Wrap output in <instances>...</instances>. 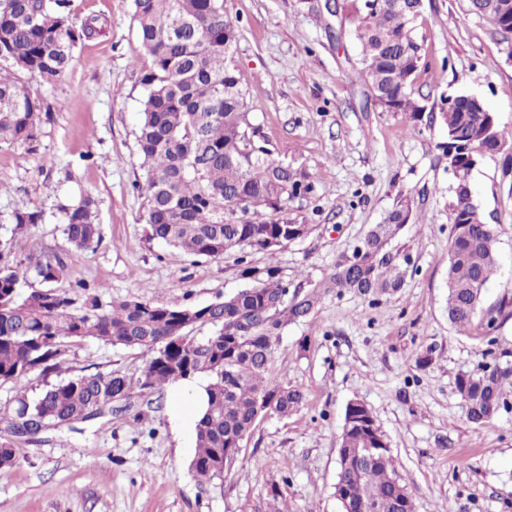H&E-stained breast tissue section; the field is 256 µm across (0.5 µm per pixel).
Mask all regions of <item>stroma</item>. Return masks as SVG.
I'll use <instances>...</instances> for the list:
<instances>
[{"mask_svg": "<svg viewBox=\"0 0 512 512\" xmlns=\"http://www.w3.org/2000/svg\"><path fill=\"white\" fill-rule=\"evenodd\" d=\"M70 10L80 20L105 19L107 33L79 45L56 81H25L48 114L37 151L0 148V260L64 253L60 288L81 280L115 301L200 307L231 296L245 284L236 253L191 256L152 238L145 222L136 136L150 59L132 0H71ZM224 11L237 26L231 64L254 141L316 186L314 198L288 203L310 233L272 253L251 251L252 266L276 267L290 290L310 292L408 195L416 217L400 240L413 271L377 304L321 289L314 314L282 329L273 373L299 387L303 401L262 419L223 479L193 476L194 451L172 427L163 388L123 410L48 428L36 441L17 438L16 463L0 473V512H271L277 500L289 512H341L337 455L353 399L386 435L416 512H512V412L474 425L455 384L459 370L483 362L488 339L512 360V316L491 335L478 318L462 333L448 323L455 177L438 148L445 130L428 116L409 128L402 114L374 104L348 21L321 0H224ZM415 34L423 65L414 89L428 107L473 95L512 130V63L490 20L473 14L469 0H423ZM470 182L497 232L501 266L484 296L495 308L512 297V141L481 154ZM83 196L96 202L101 243L93 253L70 248L59 210ZM22 207L41 210V222L16 229L10 217ZM430 348L434 361L419 367ZM146 359L87 339L71 347L66 365L73 375L135 377Z\"/></svg>", "mask_w": 512, "mask_h": 512, "instance_id": "obj_1", "label": "stroma"}]
</instances>
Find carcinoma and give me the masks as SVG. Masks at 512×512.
I'll use <instances>...</instances> for the list:
<instances>
[{
    "instance_id": "1",
    "label": "carcinoma",
    "mask_w": 512,
    "mask_h": 512,
    "mask_svg": "<svg viewBox=\"0 0 512 512\" xmlns=\"http://www.w3.org/2000/svg\"><path fill=\"white\" fill-rule=\"evenodd\" d=\"M69 3L0 0V61L46 82L60 77L74 48L106 31L97 17L73 18ZM336 8L353 11L361 64L381 111L421 121L427 103L413 89L423 65L416 18L400 14L398 0H341ZM471 11L491 20L503 43H512V24L504 25L512 0H471ZM133 18L151 60L141 77L137 133L146 177L145 222L152 237L195 256L238 253L247 284L207 317L204 306L104 302L81 282L75 292L60 289L56 284L66 275V263L55 252L30 256L37 288H24L26 272L0 262V384L17 383L35 370L60 374L68 348L86 338L148 355L135 380L120 374L73 375L46 385L34 398L18 396L0 429L1 471L16 462L15 437L91 419L116 394L129 400L202 376L208 380L207 408L196 424L191 470L202 483L221 481L256 423L268 412L288 415L303 398L300 389L274 377L270 366L281 328L309 316L318 294L279 300L288 284L278 270L252 267L247 256L276 248L274 239L290 243L307 234L309 225L290 216L288 200L313 194L314 182L307 172L273 158L248 133L244 93L231 66L237 32L224 14V0H133ZM43 110V101L0 67V147L37 150ZM438 119L450 135L447 148H455L448 164L459 168L449 204L448 323L464 330L480 314L492 332L496 314L509 301L495 311L483 308L486 285L499 264L497 238L475 201L471 168L463 159L483 151L492 139L511 140L512 133L489 128L488 112L476 106L443 107ZM95 207L90 197L61 206L67 240L77 251L99 245ZM413 218L411 199L400 200L315 287L374 301L396 294L412 267L409 247L396 238ZM40 220L41 213L29 208L11 215L19 229ZM204 325L212 327L209 335L193 334ZM457 389L468 420L483 425L512 408V362L495 358L462 371ZM340 447L370 449L367 457L339 469L350 512H390L396 498L403 499V512H414L389 442L360 400L347 405Z\"/></svg>"
}]
</instances>
